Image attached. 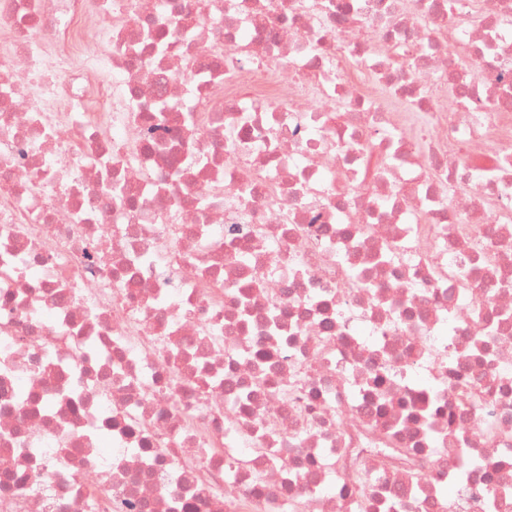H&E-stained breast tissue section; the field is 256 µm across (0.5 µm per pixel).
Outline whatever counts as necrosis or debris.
Segmentation results:
<instances>
[{
  "instance_id": "4bbe7bcc",
  "label": "necrosis or debris",
  "mask_w": 512,
  "mask_h": 512,
  "mask_svg": "<svg viewBox=\"0 0 512 512\" xmlns=\"http://www.w3.org/2000/svg\"><path fill=\"white\" fill-rule=\"evenodd\" d=\"M0 36V512H512V0Z\"/></svg>"
}]
</instances>
